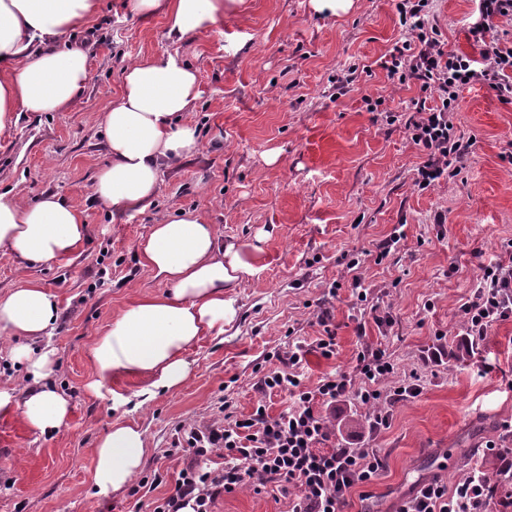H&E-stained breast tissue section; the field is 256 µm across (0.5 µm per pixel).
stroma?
I'll return each instance as SVG.
<instances>
[{"instance_id":"obj_1","label":"stroma","mask_w":512,"mask_h":512,"mask_svg":"<svg viewBox=\"0 0 512 512\" xmlns=\"http://www.w3.org/2000/svg\"><path fill=\"white\" fill-rule=\"evenodd\" d=\"M433 10L447 50L476 54L468 28L478 0H434ZM403 36L392 0H352L337 12L315 10L311 0H242L211 30L177 44L166 39L162 15L137 17L125 0H103L88 27L66 34L86 51L90 80L58 112L14 113L0 135V193L33 203L57 192L89 233L58 264L28 265L0 250V291L36 282L56 296L51 384L68 398L70 420L40 434L0 416V512H149L184 466L175 450L180 427L210 423L225 403L240 418L261 399L272 415L287 407L285 396L261 398L257 383L276 368L273 353L318 336L315 313L331 283L340 285L332 301L337 354L309 355L308 385L353 366L360 325L368 341L392 353L394 385L419 371L417 355L436 332L455 337L480 259L512 239V165L499 158L512 146V104L479 84L464 89L454 123L475 143L457 175L419 190L420 153L405 129L415 92L395 89L374 66ZM171 54L199 75V96L185 116L199 131V148L164 171L144 212L113 216L92 192L109 161L104 110L130 60ZM354 64L374 71L338 94L337 73ZM366 95L385 96L398 121L367 112ZM187 211L215 224L225 241L259 246L262 269L227 290L236 314L222 336L188 354L182 386L145 403L135 378L91 393L96 339L128 305L166 290L141 264L139 241L162 216ZM438 213L444 225L435 224ZM398 228L404 239L379 257ZM356 278L366 301L352 292ZM376 305L395 320L388 335L374 322ZM423 386L395 407L388 430L368 439L387 466L354 512H392L426 477L455 484L476 446L512 423V320L497 326L480 354L424 376ZM118 421L143 431L142 463L125 488L99 495L91 487L97 444ZM212 510L288 512V497L244 487L220 495Z\"/></svg>"}]
</instances>
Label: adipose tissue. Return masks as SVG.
Returning a JSON list of instances; mask_svg holds the SVG:
<instances>
[{"instance_id":"1","label":"adipose tissue","mask_w":512,"mask_h":512,"mask_svg":"<svg viewBox=\"0 0 512 512\" xmlns=\"http://www.w3.org/2000/svg\"><path fill=\"white\" fill-rule=\"evenodd\" d=\"M229 0H129L136 15L165 17L168 39L179 42L212 28ZM97 11L96 0H0V132L14 112H54L71 103L90 78L88 58L61 43ZM199 95L196 70L171 55L134 59L123 70L121 90L104 113L109 164L93 187L107 208L129 215L150 206L164 167L199 147L197 130L180 122ZM87 226L64 196L44 195L23 204L0 193V248L19 259L52 263L73 253ZM144 266L167 290L125 308L90 351V387L119 376L142 380L144 400L186 382V353L203 336L223 334L235 315L224 294L257 271L263 257L249 244L224 243L215 225L188 214L153 225L138 248ZM53 296L38 283L0 292V332L17 338L8 360L27 378L20 393L0 390V414L20 417L32 431L67 426L69 401L48 384L55 353L45 341L58 318ZM144 435L115 423L99 440L92 488L122 490L138 471Z\"/></svg>"}]
</instances>
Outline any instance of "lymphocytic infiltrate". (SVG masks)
Segmentation results:
<instances>
[{
	"mask_svg": "<svg viewBox=\"0 0 512 512\" xmlns=\"http://www.w3.org/2000/svg\"><path fill=\"white\" fill-rule=\"evenodd\" d=\"M480 16L469 35L478 56L447 51L429 0H396L399 24L407 33L377 65L393 84L418 90L412 98L414 114L406 122L410 141L422 155L415 184L419 190L447 178L471 143L458 134L453 114L459 94L474 83L487 85L501 103H512V38L497 21L512 20V0H479ZM456 345L444 333L420 351L419 360L431 373L447 370L451 361L473 356L501 322L512 319V242L481 263L473 287L458 310ZM330 309H321L322 329L310 344L280 356L278 368L260 381L264 396L281 394L288 407L270 415L262 401L252 413L234 422L220 418L184 429L176 447L187 457L173 491L153 501L152 512H212L217 497L250 486L255 491L292 493L289 512H346L356 487L372 484L386 467L380 449L364 445L390 428L397 404L422 392L418 380L392 386L395 370L391 353L360 339L351 370L321 378L316 386L304 381L308 354L336 355V327ZM365 406L366 436L340 437L327 412L340 404ZM484 452L493 470L475 462L454 485L432 479L417 485L401 500L396 512H512V424L503 435L486 441Z\"/></svg>",
	"mask_w": 512,
	"mask_h": 512,
	"instance_id": "obj_1",
	"label": "lymphocytic infiltrate"
}]
</instances>
